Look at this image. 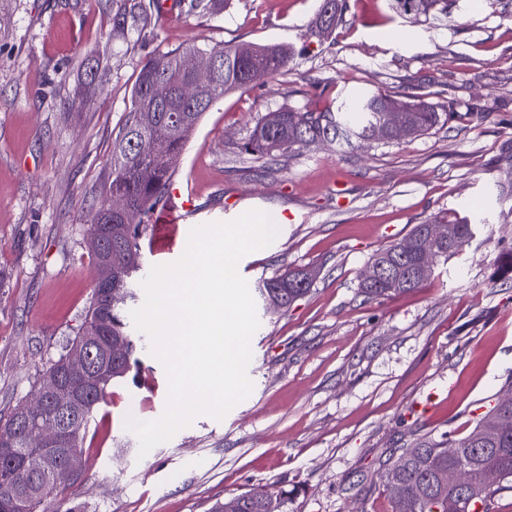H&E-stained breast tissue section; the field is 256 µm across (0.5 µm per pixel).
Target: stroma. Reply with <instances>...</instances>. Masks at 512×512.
<instances>
[{
    "label": "stroma",
    "mask_w": 512,
    "mask_h": 512,
    "mask_svg": "<svg viewBox=\"0 0 512 512\" xmlns=\"http://www.w3.org/2000/svg\"><path fill=\"white\" fill-rule=\"evenodd\" d=\"M124 2L0 0V414L34 399L37 374L81 324L96 279L86 226L151 55L293 47L288 72L204 114L173 181L194 213L175 230L257 209L280 232L240 260L249 286L289 268L317 275L288 312L258 310L249 397L144 456L124 420L159 418L168 380L141 352L139 385H114L101 406L82 487L54 492L48 512H209L260 486L293 491L290 512H393L371 485L391 450L466 434L512 375V280L494 275L512 247V198L499 192L512 154V0H454L448 20L414 24L390 0H349L324 41L310 32L322 0H229L215 15L179 6L144 40L114 26ZM421 82L462 119L354 151L324 142L269 168L242 150L265 112ZM453 210L488 226L419 288L363 301L372 254ZM436 386L433 412L419 415Z\"/></svg>",
    "instance_id": "obj_1"
}]
</instances>
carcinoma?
<instances>
[{
    "instance_id": "carcinoma-1",
    "label": "carcinoma",
    "mask_w": 512,
    "mask_h": 512,
    "mask_svg": "<svg viewBox=\"0 0 512 512\" xmlns=\"http://www.w3.org/2000/svg\"><path fill=\"white\" fill-rule=\"evenodd\" d=\"M158 0H131V4L113 16V24L133 29L146 37L148 20L160 18ZM332 14L327 26H314V35L323 38L336 28L348 9V0H330ZM400 14L419 20L448 16L453 0H395ZM203 51L220 58L217 78L202 94L189 93L190 81L181 69L185 51L175 49L150 56L140 68L132 90L125 125L112 146V175L108 194L126 198L132 207L129 217L132 233L112 242L114 280L107 288H93L82 322L74 338L67 341L56 360L39 374L37 396L31 403H19L4 418L0 417V512H17V504L27 502L29 512H47L45 503L57 489L76 491L83 481L80 476L69 483L55 480V470L70 454H81L88 438L95 436L96 415L112 386L129 377L137 378L141 369L138 353L141 339L129 328V304L136 300L134 288L137 270L124 264L125 252L139 251L151 235L150 218L163 207L170 185L178 170L180 156L204 113L225 94L251 91L267 80L280 75L290 65L292 54L284 45H258L250 59H242L236 46L205 47ZM163 79L172 87L168 103L157 104L151 88ZM431 95L425 86L410 92L404 89H378L342 103L336 111L281 107L262 115L242 149L248 155L267 163L279 161L281 140H288V150L301 151L309 141L328 136L339 146L355 150L379 128L388 105L406 111V136H420L440 121L458 118L454 107L442 114L424 101ZM157 112L155 126L143 130L137 114L144 110ZM427 224L452 226L455 239L448 243H432L420 237L416 224L403 240L376 251L371 261L402 260L412 267L420 251H427L433 267L445 265L484 228L466 217L437 213ZM301 271L290 270L262 280L258 288L265 307L286 310L310 291L302 288ZM421 285L419 281L396 282L385 279L380 284H360L359 293L367 301L390 299ZM98 340L92 349L89 369L83 376L73 375L67 365V354L84 339ZM111 338L127 343V354L114 358L105 350ZM493 417H504L512 424V407L503 409L499 403L490 405L474 428L459 438L437 440L422 435L409 447L396 448L382 463L380 485L389 492L395 485L407 494L408 512H489L494 496L512 491V433L496 444L483 441V427ZM49 421L63 429L64 444L41 449L45 458L38 469L26 465L34 451L32 433ZM459 449L456 463H465L462 485L458 489L441 487L433 481L436 471L448 468V445ZM490 465L502 474V481L493 486L482 479L481 468ZM292 492L285 489L258 487L238 495L215 501L209 512H289Z\"/></svg>"
}]
</instances>
